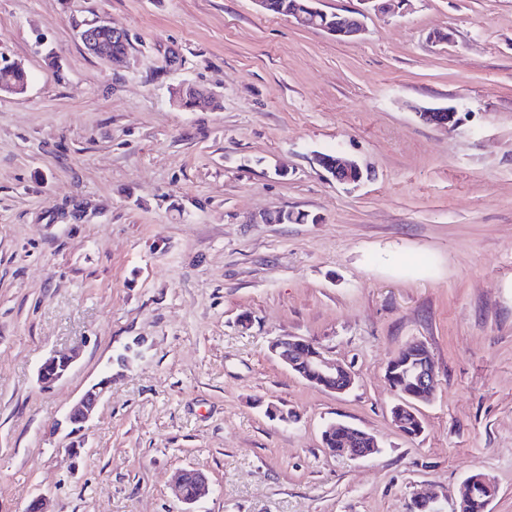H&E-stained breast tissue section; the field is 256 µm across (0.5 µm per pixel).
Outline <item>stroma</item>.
Returning a JSON list of instances; mask_svg holds the SVG:
<instances>
[{
  "instance_id": "stroma-1",
  "label": "stroma",
  "mask_w": 512,
  "mask_h": 512,
  "mask_svg": "<svg viewBox=\"0 0 512 512\" xmlns=\"http://www.w3.org/2000/svg\"><path fill=\"white\" fill-rule=\"evenodd\" d=\"M96 20L128 33L127 66L84 48ZM365 26L343 41L254 0H0V56L28 76L0 94V512H183L180 469L214 488L196 512H409L430 487L456 512L474 474L512 512V0ZM448 106L454 129L420 117ZM337 151L368 178H329L315 157ZM279 336L353 386L303 380ZM411 341L438 380L414 437L385 375ZM107 374L70 461L63 421ZM331 422L378 453L329 454ZM305 344L303 339L296 336H279L270 344V351L285 360L291 370L297 365L295 357L297 350ZM75 356L68 352H58L41 365L38 380L43 386H50L61 380L69 371Z\"/></svg>"
}]
</instances>
